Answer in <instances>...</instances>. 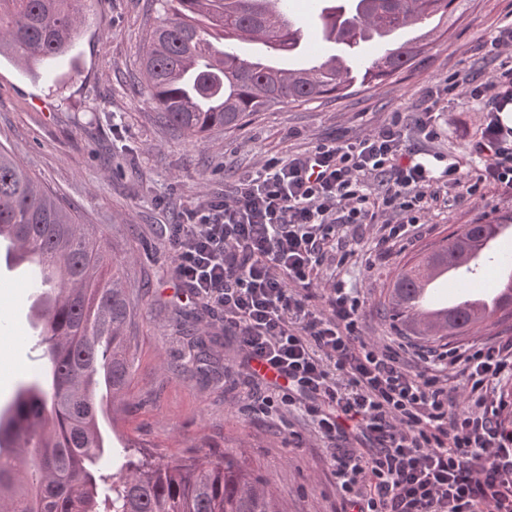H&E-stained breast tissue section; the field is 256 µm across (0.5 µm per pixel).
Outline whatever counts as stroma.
Wrapping results in <instances>:
<instances>
[{
  "label": "stroma",
  "instance_id": "obj_1",
  "mask_svg": "<svg viewBox=\"0 0 512 512\" xmlns=\"http://www.w3.org/2000/svg\"><path fill=\"white\" fill-rule=\"evenodd\" d=\"M290 6L308 31L305 56L337 53L336 44L316 34L319 0H290ZM157 9L156 0H87L75 57L55 73L36 79L15 62L0 61V145L81 223L92 225L110 252L131 258L123 273L127 287L137 291L133 374L102 429L111 440H132L164 462L230 450L270 481L284 512H341L340 489L307 420L293 408L254 411L251 399L264 387L241 368L234 337L225 335L215 314L194 317L195 304L174 277L164 227L232 194L260 160L338 144L396 120L421 153L476 168L467 145L484 121L481 104L445 97L431 140L419 134L412 115L437 82L464 71L482 79L498 71L499 59L485 55L481 45L512 22V0H462L447 37L400 75L369 88L353 86L337 98L275 106L234 132L214 130L196 141L160 123L148 100L141 62L145 30ZM485 215L512 222V196L492 187L480 198L449 191L447 204L428 213L411 240L379 253V227L369 225L358 243L328 253L322 272L360 289L363 336L393 343L399 335L380 302L394 270ZM34 294L27 272L0 269L4 403L39 364L28 319ZM191 333L219 334L209 348L219 380L193 372Z\"/></svg>",
  "mask_w": 512,
  "mask_h": 512
}]
</instances>
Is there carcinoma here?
Segmentation results:
<instances>
[{
    "instance_id": "cac0c4a2",
    "label": "carcinoma",
    "mask_w": 512,
    "mask_h": 512,
    "mask_svg": "<svg viewBox=\"0 0 512 512\" xmlns=\"http://www.w3.org/2000/svg\"><path fill=\"white\" fill-rule=\"evenodd\" d=\"M85 0H0V57L30 75L72 50ZM147 30L143 72L160 121L187 138L233 131L249 117L279 105H302L344 94L349 68L332 55L297 74L280 65L261 69L229 41L276 48L297 40L281 0H158ZM457 0H336L320 11L329 41L361 44L383 28L414 27L456 11ZM437 26L418 40L390 44L359 67L360 84L376 85L414 65ZM8 228L36 263L33 288L41 304L36 336L39 372L0 405V512H280L268 481L219 455L203 463L180 458L156 463L134 458L129 446L105 449L100 422L110 396L123 394L132 375L135 306L120 271L96 234L0 146V230ZM496 224H468L395 271L382 309L391 325L415 336L416 283L427 262L447 264ZM512 317V293L486 316ZM473 332L469 318L450 312L441 341Z\"/></svg>"
}]
</instances>
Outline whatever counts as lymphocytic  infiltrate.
Segmentation results:
<instances>
[{
  "instance_id": "obj_1",
  "label": "lymphocytic infiltrate",
  "mask_w": 512,
  "mask_h": 512,
  "mask_svg": "<svg viewBox=\"0 0 512 512\" xmlns=\"http://www.w3.org/2000/svg\"><path fill=\"white\" fill-rule=\"evenodd\" d=\"M486 112L470 153L433 173L399 123L334 146L266 160L232 197L173 225L175 275L220 316L245 366L261 364L257 409L296 408L324 443L347 512H512V337L425 356L366 341L361 301L318 269L345 228L380 224L378 247L411 237L446 189L512 192V64L488 80H454ZM398 222H390V215ZM459 384H452V377ZM363 437L368 453L346 447Z\"/></svg>"
}]
</instances>
